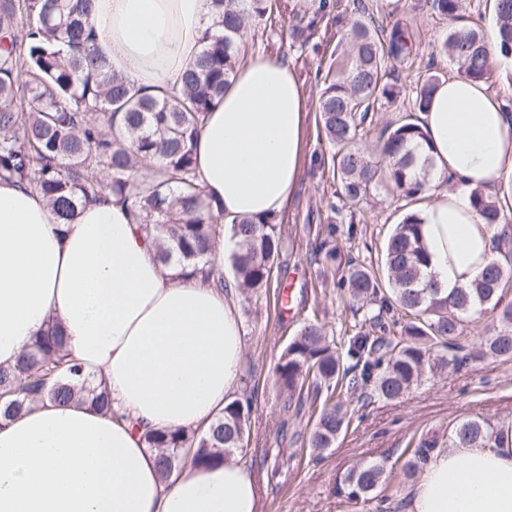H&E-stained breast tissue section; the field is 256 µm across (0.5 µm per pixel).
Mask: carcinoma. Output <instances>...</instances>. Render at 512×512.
I'll list each match as a JSON object with an SVG mask.
<instances>
[{
    "label": "carcinoma",
    "instance_id": "obj_1",
    "mask_svg": "<svg viewBox=\"0 0 512 512\" xmlns=\"http://www.w3.org/2000/svg\"><path fill=\"white\" fill-rule=\"evenodd\" d=\"M91 0H0V180L15 181L44 196L58 216L72 219L77 207L115 195L129 204L152 237L160 262L174 277L194 276L224 288V269L214 255L224 238L234 241L227 256L233 282L242 291L268 290L288 235L276 217H224L196 181L195 140L201 121L248 53L247 23L272 10L271 0H213L216 30L202 37L203 51L185 73L178 94L164 88L149 94L111 69L90 49ZM463 0H430L431 10L448 21L442 50L465 79L487 81L492 61L487 36L459 25ZM499 51L512 54V0H494ZM350 52L330 67L318 99V120L331 156L333 178L343 199L367 203L384 183L398 196L420 200L431 176V161L419 151L424 133L409 114L370 133L374 112L399 95L391 64L416 56L421 32L397 20L354 21L347 30ZM444 79L427 74L415 87L413 111L422 112ZM504 192L475 194L474 205L492 226L508 225L512 210ZM326 227L319 244L323 262L343 270L339 279L357 308L359 327L341 353L324 325L308 320L288 342L275 365L283 411L316 405L309 447L321 453L348 429L342 392L360 388L397 400L421 381L424 371L441 370L448 348L465 324L487 311L497 328L480 338V353L512 360V232L496 235L502 259L489 265L467 287L450 296L426 274L422 221L415 212L394 225L376 264L342 261ZM67 338L52 322L35 337L13 367L0 366V425L34 403H90L112 414L104 385L91 388L81 369L69 363ZM355 361L360 372L345 359ZM249 399L234 398L203 428L148 430L144 440L158 450L157 464L168 478L186 464L208 467L224 456L241 454L250 437ZM504 437L500 426L469 419L448 429V447H491ZM426 461L416 448L403 475H417ZM384 465L366 463L344 476L340 490L355 502H369L385 490Z\"/></svg>",
    "mask_w": 512,
    "mask_h": 512
}]
</instances>
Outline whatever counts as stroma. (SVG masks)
I'll use <instances>...</instances> for the list:
<instances>
[{"instance_id":"1","label":"stroma","mask_w":512,"mask_h":512,"mask_svg":"<svg viewBox=\"0 0 512 512\" xmlns=\"http://www.w3.org/2000/svg\"><path fill=\"white\" fill-rule=\"evenodd\" d=\"M318 2L276 0L272 19L253 22L248 31L253 52L280 56L302 81L309 121L303 176L288 203L292 240L278 269L281 285L291 291V308L281 310L272 291L239 296L244 353L237 393L253 397L247 451L255 461V471L265 479L264 512H400L401 497L410 486L402 471L405 449L427 439L447 445L449 426L465 419L512 423V361L475 359L456 370L425 373L421 384L395 401L352 393L349 430L333 448L320 454L305 440L306 417L281 410L274 367L312 308H319L328 335L343 351L359 318L355 304L337 288L335 275L323 280L316 276L312 251L323 239L326 226L336 225L335 245L343 258L367 264L394 224L414 209L413 203L381 189L372 207L354 206L340 198L331 170L319 164L321 157L330 154L318 125L322 73L336 57L347 54L343 34L348 24L371 17L380 22L407 18L423 33L417 64L399 69L403 90L396 101L375 113V128L412 113L413 88L427 68L450 76L457 73L456 65L438 51L447 23L425 0H330L329 9L321 13L314 9ZM351 225L356 226V235L348 234ZM370 462L385 464L389 473L386 502L380 508L372 502H352L339 491L350 469Z\"/></svg>"}]
</instances>
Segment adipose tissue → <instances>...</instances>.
I'll list each match as a JSON object with an SVG mask.
<instances>
[{"mask_svg":"<svg viewBox=\"0 0 512 512\" xmlns=\"http://www.w3.org/2000/svg\"><path fill=\"white\" fill-rule=\"evenodd\" d=\"M217 15L212 0H93L94 51L146 91L177 93ZM306 98L282 59L244 60L206 113L195 172L230 217L279 216L304 158ZM433 161L420 216L428 270L468 287L495 261L475 191L512 175V113L487 82L451 76L420 114ZM457 186L440 190L448 177ZM235 285L173 278L127 207L102 198L59 223L36 192L0 181V365L58 321L69 356L107 385L113 414L85 403L34 406L0 427V512H260L238 456L162 478L150 429L210 421L239 385ZM401 512H512V435L492 448H439Z\"/></svg>","mask_w":512,"mask_h":512,"instance_id":"1","label":"adipose tissue"}]
</instances>
